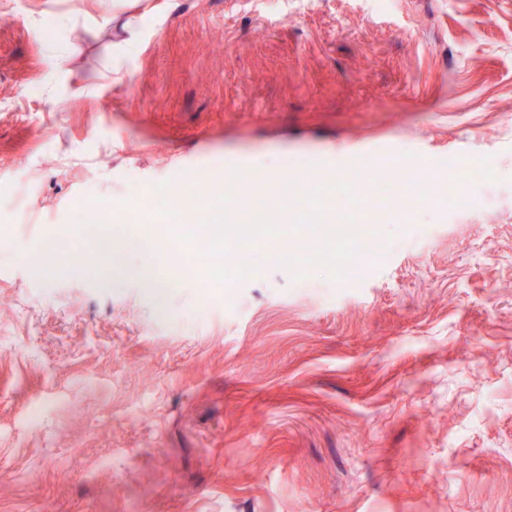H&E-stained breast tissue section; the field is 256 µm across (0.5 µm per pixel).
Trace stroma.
I'll list each match as a JSON object with an SVG mask.
<instances>
[{
    "label": "stroma",
    "mask_w": 512,
    "mask_h": 512,
    "mask_svg": "<svg viewBox=\"0 0 512 512\" xmlns=\"http://www.w3.org/2000/svg\"><path fill=\"white\" fill-rule=\"evenodd\" d=\"M243 157L428 204L343 282L206 288L159 229L79 273L75 214L198 225L192 174L243 220ZM1 240L0 512H512V0H0ZM421 178L420 170L413 169L408 173V181L400 183L396 188V196L401 205L399 211L401 219L412 217L414 212L426 203L421 193ZM134 242L127 241L123 247L119 246L111 236H105L102 241H98V250L103 257V264L98 267L102 272V278H109L112 275V269H121L125 265L126 253L134 248Z\"/></svg>",
    "instance_id": "stroma-1"
}]
</instances>
